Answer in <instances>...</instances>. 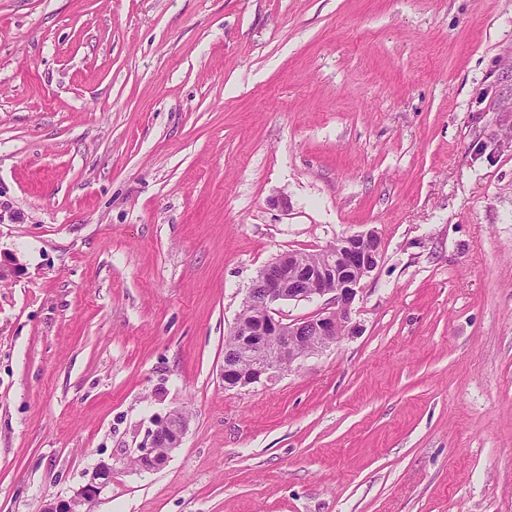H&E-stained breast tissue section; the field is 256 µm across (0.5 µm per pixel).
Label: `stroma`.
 I'll return each mask as SVG.
<instances>
[{"label":"stroma","mask_w":512,"mask_h":512,"mask_svg":"<svg viewBox=\"0 0 512 512\" xmlns=\"http://www.w3.org/2000/svg\"><path fill=\"white\" fill-rule=\"evenodd\" d=\"M367 231L355 331L225 389ZM0 253V512H512V0H0ZM282 252L259 269L224 347L225 389H241L280 374L338 343L353 329L352 304L361 281L378 266L381 240L372 231L343 236L313 253ZM330 295L333 309L285 323L276 306ZM248 314V315H246ZM249 357L244 366L242 356ZM189 429V420L181 411L173 410L163 418L156 421L155 428L147 435L136 448L135 464L142 471H155L161 468L171 454L182 445L183 438ZM160 448H165L162 452ZM112 480V466L102 462L92 471L87 482L77 489L66 501H53L47 504L44 512H74L76 505L92 502Z\"/></svg>","instance_id":"stroma-1"}]
</instances>
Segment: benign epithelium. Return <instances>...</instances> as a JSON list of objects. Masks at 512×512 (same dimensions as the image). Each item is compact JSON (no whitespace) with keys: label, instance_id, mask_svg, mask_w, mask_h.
<instances>
[{"label":"benign epithelium","instance_id":"7a95c632","mask_svg":"<svg viewBox=\"0 0 512 512\" xmlns=\"http://www.w3.org/2000/svg\"><path fill=\"white\" fill-rule=\"evenodd\" d=\"M381 240L372 231L343 236L302 263L294 252H282L259 269L249 288L224 348L221 378L226 389H241L281 373L308 356L338 343L353 329L352 304L361 281L378 266ZM329 296L333 309L285 323L276 306L286 301ZM189 420L173 410L136 449L135 464L142 471L161 468L182 445ZM112 480V465L102 462L87 482L66 501L47 504L44 512H74L92 502Z\"/></svg>","mask_w":512,"mask_h":512}]
</instances>
